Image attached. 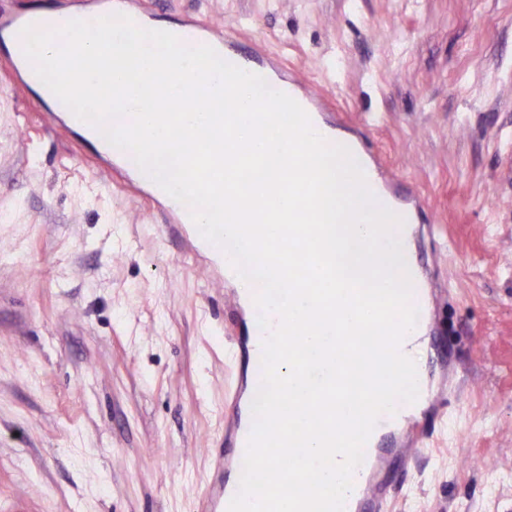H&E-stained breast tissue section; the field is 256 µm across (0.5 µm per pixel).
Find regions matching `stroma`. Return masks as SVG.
Listing matches in <instances>:
<instances>
[{
  "instance_id": "stroma-1",
  "label": "stroma",
  "mask_w": 512,
  "mask_h": 512,
  "mask_svg": "<svg viewBox=\"0 0 512 512\" xmlns=\"http://www.w3.org/2000/svg\"><path fill=\"white\" fill-rule=\"evenodd\" d=\"M240 29L332 96L424 198L460 365L388 512H512V0H143ZM0 67V512H198L244 364L236 287L154 200L94 174Z\"/></svg>"
}]
</instances>
